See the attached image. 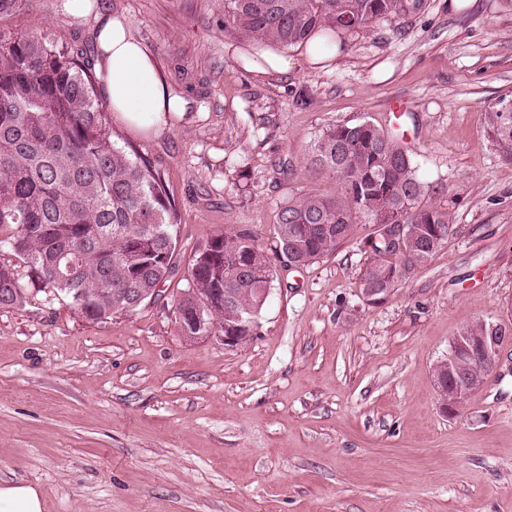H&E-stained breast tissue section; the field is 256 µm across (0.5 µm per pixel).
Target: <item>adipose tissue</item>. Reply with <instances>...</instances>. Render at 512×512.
<instances>
[{
    "mask_svg": "<svg viewBox=\"0 0 512 512\" xmlns=\"http://www.w3.org/2000/svg\"><path fill=\"white\" fill-rule=\"evenodd\" d=\"M76 19H93L100 94L114 121L134 134L158 135L184 111L157 57L134 34L126 16L101 11L96 0H65Z\"/></svg>",
    "mask_w": 512,
    "mask_h": 512,
    "instance_id": "adipose-tissue-1",
    "label": "adipose tissue"
}]
</instances>
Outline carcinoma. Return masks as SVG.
<instances>
[{
	"label": "carcinoma",
	"instance_id": "1",
	"mask_svg": "<svg viewBox=\"0 0 512 512\" xmlns=\"http://www.w3.org/2000/svg\"><path fill=\"white\" fill-rule=\"evenodd\" d=\"M419 7V0H224V32L289 47ZM82 56L42 33L0 26V248L21 259L33 283L97 322L129 314L126 289L168 281L179 212L164 175L114 140ZM485 122L511 153L512 110L489 112ZM308 169L335 177L340 189L313 190L280 209L279 248L303 266L336 251L364 221L374 225L378 258L359 287L397 286L452 232L449 212L423 204L427 186L408 149L369 122L324 129ZM385 224L414 225L405 250L386 246ZM273 279L251 232H213L197 246L175 303L200 309L198 295L217 293L224 310L203 313L200 330L175 318L180 335L211 336L236 315L257 321ZM27 299L18 270L0 263V308Z\"/></svg>",
	"mask_w": 512,
	"mask_h": 512
}]
</instances>
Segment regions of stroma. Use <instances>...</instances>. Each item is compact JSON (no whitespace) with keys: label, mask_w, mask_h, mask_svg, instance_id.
<instances>
[{"label":"stroma","mask_w":512,"mask_h":512,"mask_svg":"<svg viewBox=\"0 0 512 512\" xmlns=\"http://www.w3.org/2000/svg\"><path fill=\"white\" fill-rule=\"evenodd\" d=\"M124 14L188 102L156 136L113 138L160 169L181 214L161 296L91 323L31 292L0 308V483L38 487L46 512H512V336L457 415L433 368L465 324L512 332V154L484 116L512 106V0H425L336 39L312 66L264 76L224 0H100ZM62 0L8 18L95 57ZM408 109L399 126L390 112ZM370 122L408 147L453 233L383 305L359 296L371 224L302 268L276 257L280 207L312 188L323 129ZM248 230L275 276L252 340L180 336L174 297L195 247Z\"/></svg>","instance_id":"stroma-1"}]
</instances>
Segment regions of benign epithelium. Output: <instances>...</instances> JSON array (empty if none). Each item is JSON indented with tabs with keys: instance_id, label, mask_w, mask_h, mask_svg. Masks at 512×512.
<instances>
[{
	"instance_id": "7a95c632",
	"label": "benign epithelium",
	"mask_w": 512,
	"mask_h": 512,
	"mask_svg": "<svg viewBox=\"0 0 512 512\" xmlns=\"http://www.w3.org/2000/svg\"><path fill=\"white\" fill-rule=\"evenodd\" d=\"M390 288H369L361 293L366 304L378 306L392 295ZM500 345L495 336H466L451 340L448 348V380L436 379L437 387L443 394V409L456 413L464 401L483 384L484 377L471 375L466 365L479 362L486 370L493 369L498 361Z\"/></svg>"
}]
</instances>
